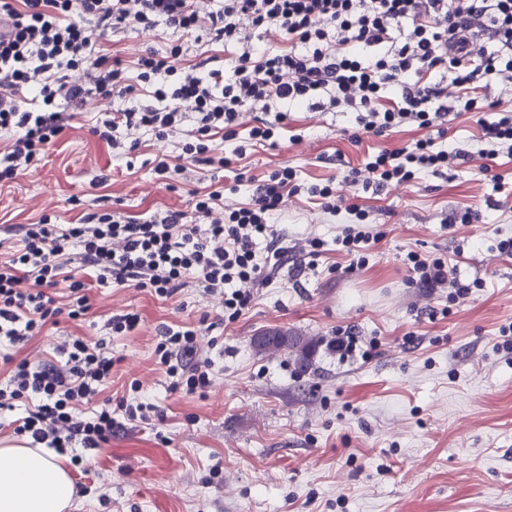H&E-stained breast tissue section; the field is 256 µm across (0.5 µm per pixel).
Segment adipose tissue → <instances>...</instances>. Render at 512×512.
<instances>
[{
	"mask_svg": "<svg viewBox=\"0 0 512 512\" xmlns=\"http://www.w3.org/2000/svg\"><path fill=\"white\" fill-rule=\"evenodd\" d=\"M73 484L50 448L0 445V512H69Z\"/></svg>",
	"mask_w": 512,
	"mask_h": 512,
	"instance_id": "1",
	"label": "adipose tissue"
}]
</instances>
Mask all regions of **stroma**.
Segmentation results:
<instances>
[{"label": "stroma", "mask_w": 512, "mask_h": 512, "mask_svg": "<svg viewBox=\"0 0 512 512\" xmlns=\"http://www.w3.org/2000/svg\"><path fill=\"white\" fill-rule=\"evenodd\" d=\"M172 39L164 30L107 36L129 64ZM127 104L89 100L37 170L0 187V225L44 215L70 224L104 205L192 211L189 192L208 185L206 167L185 164L166 183L153 171L155 155L178 156V137L139 131L140 149L121 156L91 135ZM478 118L448 116L449 143L473 154L465 167L420 174L378 195L364 186L369 156L411 146L422 130L404 125L355 143L352 113L294 112L276 145L240 160L249 181L225 191L224 207L248 202L251 178L290 167L304 182H332L338 211L326 213L305 195L285 197L273 217L284 258L273 265L258 250L262 273L242 315L226 320L222 295L204 293L192 278L167 299L96 284L86 320L0 346V359L38 364L53 359L61 335L104 339L112 381L83 413L108 398L155 407L149 420L84 452V470L70 476L89 491L71 512H512V354L499 347L501 326L512 322V257L496 249L512 237V157L480 156ZM353 169L356 185L347 179ZM496 173L505 189H494ZM354 204L377 237L358 268L340 243ZM469 209L480 211L478 222L448 223ZM411 252L444 259L471 292L454 299L447 285L411 284ZM125 312L140 315L138 327L110 335L106 319ZM204 317L216 324L196 338L211 384L195 394L172 391L155 353L159 332L198 327ZM273 327L315 339L309 372H297L287 353H256L252 336ZM344 330L369 357L336 350Z\"/></svg>", "instance_id": "stroma-1"}]
</instances>
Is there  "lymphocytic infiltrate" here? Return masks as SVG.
Returning <instances> with one entry per match:
<instances>
[{
    "instance_id": "f902f5d3",
    "label": "lymphocytic infiltrate",
    "mask_w": 512,
    "mask_h": 512,
    "mask_svg": "<svg viewBox=\"0 0 512 512\" xmlns=\"http://www.w3.org/2000/svg\"><path fill=\"white\" fill-rule=\"evenodd\" d=\"M204 18L225 60L202 52L188 65L182 45L171 43L146 49L129 68L101 45L111 29L189 34ZM246 19L254 29L276 30L284 50L260 48L242 32ZM473 33L480 46L471 45ZM493 81L512 83V0H0V131L12 134L0 152V182L37 167L86 98L114 94L128 106L93 135L133 151L137 141H124L123 132L147 130L159 139L181 132L182 157L216 170L231 171L234 158L266 143L303 108L354 113L359 130L376 135L405 124L424 130L412 148L372 155L366 168L379 192L420 171L441 175L467 164L469 151L445 146L444 123L449 112L474 111V91ZM142 89L150 103L138 101ZM27 91L40 98V109L25 108ZM247 109L265 118L242 143L239 117ZM217 135L233 142L230 155H215ZM300 193L336 213L331 184L301 183L296 170L284 168L258 180L249 202L220 219L213 213L223 208L224 182L211 180L194 194L202 226L172 209L129 216L103 209L65 228L45 219L7 226L19 247L0 260V342L28 341L61 318L91 311L75 260L97 281L161 297L193 274L204 292L222 293L225 309L240 315L251 301L241 286L261 272L256 248L265 244L269 258L280 260L271 219L285 195ZM407 259L416 284L445 283L455 295L469 294L443 259L414 252ZM160 335L156 353L171 389L206 388L209 363L195 357L194 330L167 326ZM103 348L99 340L75 339L58 346L57 361H16L0 388V412L14 413V431L27 435L30 447L72 452L77 464L80 450L101 448L121 429L110 404L90 417L76 413L112 377Z\"/></svg>"
}]
</instances>
